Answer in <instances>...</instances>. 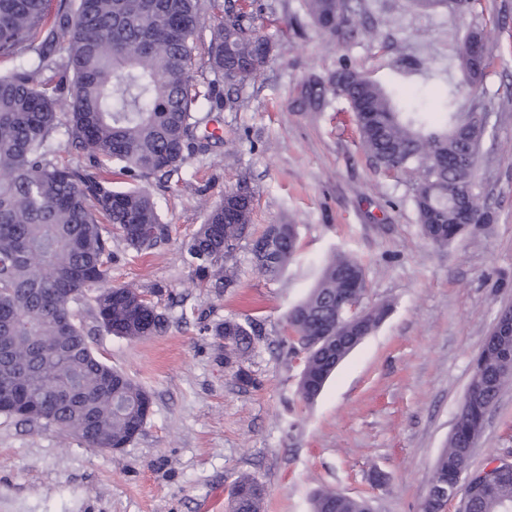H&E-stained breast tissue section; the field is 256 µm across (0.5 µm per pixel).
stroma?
Instances as JSON below:
<instances>
[{
    "label": "stroma",
    "instance_id": "35a3bbf8",
    "mask_svg": "<svg viewBox=\"0 0 512 512\" xmlns=\"http://www.w3.org/2000/svg\"><path fill=\"white\" fill-rule=\"evenodd\" d=\"M270 44L258 77L220 86L203 109L202 131L222 139L194 151L178 174L147 186L168 241L131 260L113 239L112 281L161 288L169 322L160 336L128 340L78 309L106 364L152 396L141 434L121 451L89 448L53 428L0 415V512H201L242 473L266 490L263 512H311V496L333 489L371 498L375 512H421L436 460L451 435L475 357L499 311L512 306V0H475L464 13L423 10L412 0H354L357 16L333 38L309 21L303 0H256ZM474 30L493 47L483 85L464 86L462 111L487 112L475 182L493 221L438 247L422 234L411 176L377 168L345 98L303 105L310 79L343 66L383 84L411 62L444 69ZM248 186L252 217L224 268L237 287L200 288L182 244L225 192ZM271 224H291L299 248L274 276L257 272L251 244ZM364 265L370 307L382 325L356 347L313 404L297 390L302 356L281 339L289 310L334 255ZM251 318L258 334L243 385L211 333L224 319ZM512 451V383L486 416L473 468Z\"/></svg>",
    "mask_w": 512,
    "mask_h": 512
}]
</instances>
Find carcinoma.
Returning a JSON list of instances; mask_svg holds the SVG:
<instances>
[{
    "mask_svg": "<svg viewBox=\"0 0 512 512\" xmlns=\"http://www.w3.org/2000/svg\"><path fill=\"white\" fill-rule=\"evenodd\" d=\"M246 0H0V58L34 57L0 74V414L54 427L90 448L132 442V430L146 423L148 392L100 360L89 346L75 305L92 306L107 333L140 339L168 328L164 313L147 294L110 284L112 237L136 256L152 253L169 239L156 204L136 181L180 171L186 151L204 150L209 137L197 131V113L212 97L214 83L202 81L198 65L203 14L220 21L207 49L211 72L230 85L255 78L266 63L269 41L254 26ZM320 31L334 37L354 23L350 0H304ZM453 62L473 87L487 75L489 60L474 58L470 38ZM435 101L429 110L404 109L410 88L383 85L351 67L310 88L307 103L318 107L327 92L340 93L354 112L361 142L389 174H411L413 202L423 235L445 246L465 225L456 223V199L467 202L474 223L491 216L471 174L478 156L467 154L466 133L479 130L474 112L458 108V85L447 71L425 72ZM66 124L71 148L89 153L93 166L116 160L135 184L118 189L78 163L58 158L53 136ZM251 196L224 194L204 224L183 243L197 285L228 288L222 262L231 257L251 223ZM156 227L151 237L141 226ZM293 224H271L253 241L255 268L279 273L296 254ZM366 289L362 263L337 254L323 267L306 297L288 312L301 341L284 340L290 352L305 351L298 381L301 399L313 403L327 379L352 352L336 356V343L312 346L313 336H348L357 324L374 332L387 308H362ZM214 335L232 348L236 376L253 349V322L228 318ZM510 354L484 349L460 404L454 430L437 458L424 512L453 498L460 473L470 466L466 444L481 429L486 411L512 375ZM265 490L240 475L228 496V512H261ZM469 512H512V471L494 478L481 494L465 490ZM312 512H370L369 500L321 489Z\"/></svg>",
    "mask_w": 512,
    "mask_h": 512,
    "instance_id": "cac0c4a2",
    "label": "carcinoma"
}]
</instances>
